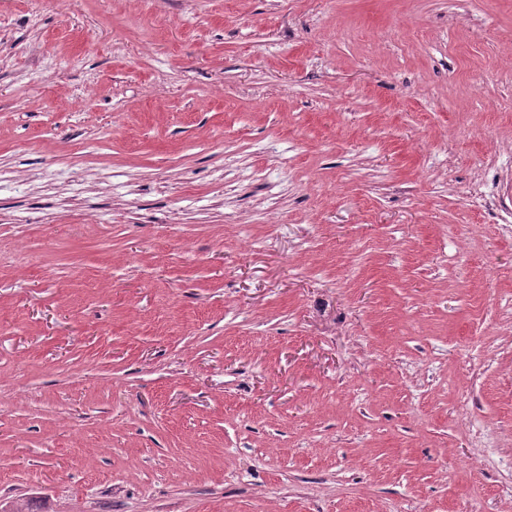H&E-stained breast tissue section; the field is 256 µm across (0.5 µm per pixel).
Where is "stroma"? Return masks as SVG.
I'll list each match as a JSON object with an SVG mask.
<instances>
[{
    "label": "stroma",
    "mask_w": 512,
    "mask_h": 512,
    "mask_svg": "<svg viewBox=\"0 0 512 512\" xmlns=\"http://www.w3.org/2000/svg\"><path fill=\"white\" fill-rule=\"evenodd\" d=\"M506 205L512 0H0V512H512Z\"/></svg>",
    "instance_id": "35a3bbf8"
}]
</instances>
